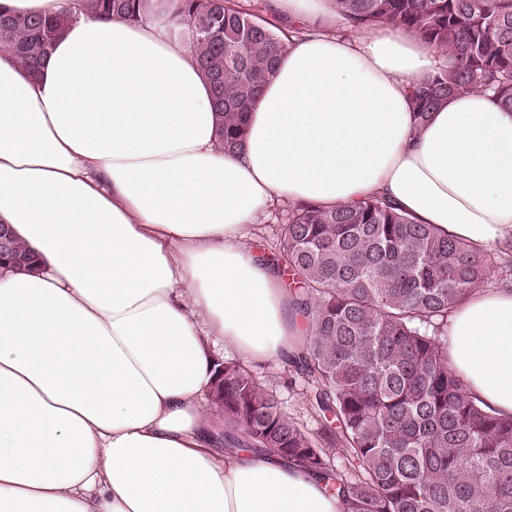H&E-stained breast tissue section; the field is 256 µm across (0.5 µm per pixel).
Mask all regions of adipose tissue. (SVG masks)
I'll return each mask as SVG.
<instances>
[{
	"mask_svg": "<svg viewBox=\"0 0 512 512\" xmlns=\"http://www.w3.org/2000/svg\"><path fill=\"white\" fill-rule=\"evenodd\" d=\"M302 21L248 116L215 146L209 83L154 21L75 16L37 74L0 51V224L38 269L0 268V512H343L324 480L219 451L208 340L287 364L293 297L246 229L282 201L382 196L489 251L512 245V110L453 96L424 123L413 84L448 65L412 30ZM467 393L512 416V288L448 319Z\"/></svg>",
	"mask_w": 512,
	"mask_h": 512,
	"instance_id": "ef3b65f1",
	"label": "adipose tissue"
}]
</instances>
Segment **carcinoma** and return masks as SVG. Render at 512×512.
Masks as SVG:
<instances>
[{
	"mask_svg": "<svg viewBox=\"0 0 512 512\" xmlns=\"http://www.w3.org/2000/svg\"><path fill=\"white\" fill-rule=\"evenodd\" d=\"M351 28L419 32L454 60L412 86L416 120L470 91L512 109V0H332ZM87 15L139 23L167 15V32L212 89L224 152L243 149L247 113L287 47V25L257 0H76ZM69 16L0 10V50L28 71ZM274 261L289 276L309 329L291 366L320 423L311 433L243 363H215L212 400L224 449L246 448L336 478L344 512H512V417L467 394L448 366V317L475 287L512 282V255L482 252L389 200L298 204ZM34 256L14 238L6 268Z\"/></svg>",
	"mask_w": 512,
	"mask_h": 512,
	"instance_id": "cac0c4a2",
	"label": "carcinoma"
}]
</instances>
